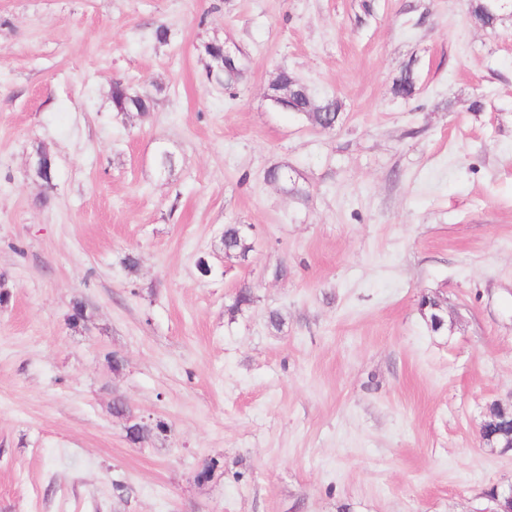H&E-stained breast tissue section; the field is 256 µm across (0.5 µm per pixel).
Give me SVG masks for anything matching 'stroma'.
I'll return each instance as SVG.
<instances>
[{"label":"stroma","mask_w":512,"mask_h":512,"mask_svg":"<svg viewBox=\"0 0 512 512\" xmlns=\"http://www.w3.org/2000/svg\"><path fill=\"white\" fill-rule=\"evenodd\" d=\"M363 2L0 0V512H486L512 486L479 439L512 402V11ZM215 36L249 60L232 94L200 62ZM283 69L340 124L274 107ZM116 79L151 110L113 112ZM118 397L163 431L131 444ZM472 14L487 28H494L501 11L505 8L504 1L500 0H473ZM394 93L401 98L413 97L417 90V76L412 64L406 65L394 82ZM52 165L49 152L41 154H32L27 162V173L36 181H41L44 185H51L53 182ZM266 180L270 183L280 185L281 189L287 194L297 196L299 198H308V192L299 185L288 172L285 166H274L266 171ZM245 225L248 224H225L224 232L221 235V244L225 256H233L241 261L248 260L254 246L252 234L246 232Z\"/></svg>","instance_id":"35a3bbf8"}]
</instances>
